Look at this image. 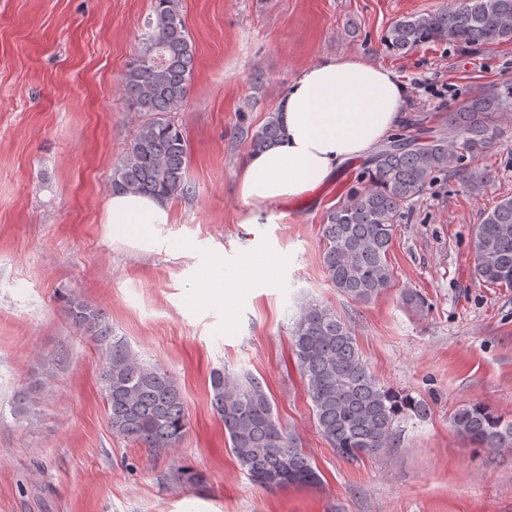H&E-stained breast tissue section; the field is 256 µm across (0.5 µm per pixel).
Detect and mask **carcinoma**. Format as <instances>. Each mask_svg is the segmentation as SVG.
I'll return each instance as SVG.
<instances>
[{"instance_id":"carcinoma-1","label":"carcinoma","mask_w":512,"mask_h":512,"mask_svg":"<svg viewBox=\"0 0 512 512\" xmlns=\"http://www.w3.org/2000/svg\"><path fill=\"white\" fill-rule=\"evenodd\" d=\"M383 41L400 56L437 41L463 46L511 42L512 0H461L458 6L431 14L405 16L389 26ZM194 62L180 0H154L143 49L125 74L124 92L139 111L157 117L140 127L113 168L112 193L169 200L184 192L187 142L182 130L163 115L183 105ZM508 121L512 83L482 92L462 110L449 113L448 130L424 143L397 136L382 145L368 160L366 184L331 208L322 224V264L330 284L364 305L385 293L394 278L388 254L405 210L426 193L435 175L459 165V150L487 142L495 127ZM280 131L279 114L269 116L253 136L252 149L273 145ZM475 250L476 278L494 288H512L511 196L500 199L478 225ZM64 309L101 352L100 383L112 433L148 448H171L180 442L188 419L174 379L142 360L96 306L69 295ZM291 338L320 435L341 456L358 460L393 448L403 419L430 414L425 401L389 389L370 372L351 326L332 309L314 302L302 305ZM211 388L229 449L253 482L271 489L318 480L258 379L217 371ZM452 426L485 452L512 450V419L481 404L460 406Z\"/></svg>"}]
</instances>
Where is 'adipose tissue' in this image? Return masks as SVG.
<instances>
[{"label": "adipose tissue", "mask_w": 512, "mask_h": 512, "mask_svg": "<svg viewBox=\"0 0 512 512\" xmlns=\"http://www.w3.org/2000/svg\"><path fill=\"white\" fill-rule=\"evenodd\" d=\"M406 89L390 68L357 56L328 57L305 69L280 102L278 144L249 154L236 189L247 205L240 223L285 220L282 206L306 197L334 178L347 161L370 153L405 120ZM105 221L131 240L152 236L171 221L157 198L112 195Z\"/></svg>", "instance_id": "ef3b65f1"}]
</instances>
